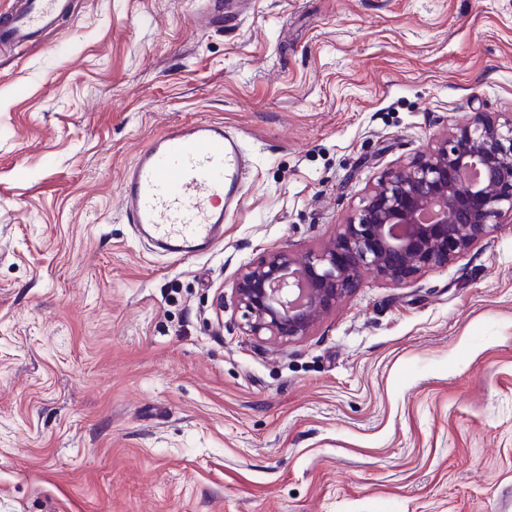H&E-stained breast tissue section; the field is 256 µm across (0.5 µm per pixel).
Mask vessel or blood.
Here are the masks:
<instances>
[{"instance_id":"b4317fda","label":"vessel or blood","mask_w":512,"mask_h":512,"mask_svg":"<svg viewBox=\"0 0 512 512\" xmlns=\"http://www.w3.org/2000/svg\"><path fill=\"white\" fill-rule=\"evenodd\" d=\"M63 0H17L0 18V43L16 48L54 25ZM247 160L223 123L196 121L153 138L120 184L128 222L172 255L197 254L224 238V216L243 203Z\"/></svg>"}]
</instances>
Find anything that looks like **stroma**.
<instances>
[{
    "mask_svg": "<svg viewBox=\"0 0 512 512\" xmlns=\"http://www.w3.org/2000/svg\"><path fill=\"white\" fill-rule=\"evenodd\" d=\"M69 0L0 48V512H512V223L309 336L247 335L239 268L321 249L456 125L512 119V0ZM252 159L207 253L121 174L169 128Z\"/></svg>",
    "mask_w": 512,
    "mask_h": 512,
    "instance_id": "1",
    "label": "stroma"
}]
</instances>
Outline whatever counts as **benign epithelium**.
Returning <instances> with one entry per match:
<instances>
[{"instance_id": "7a95c632", "label": "benign epithelium", "mask_w": 512, "mask_h": 512, "mask_svg": "<svg viewBox=\"0 0 512 512\" xmlns=\"http://www.w3.org/2000/svg\"><path fill=\"white\" fill-rule=\"evenodd\" d=\"M506 217L512 219V119L477 117L390 169L322 251L299 261L276 250L243 265L232 296L248 335L289 343L309 335L363 269L403 284L448 265Z\"/></svg>"}]
</instances>
